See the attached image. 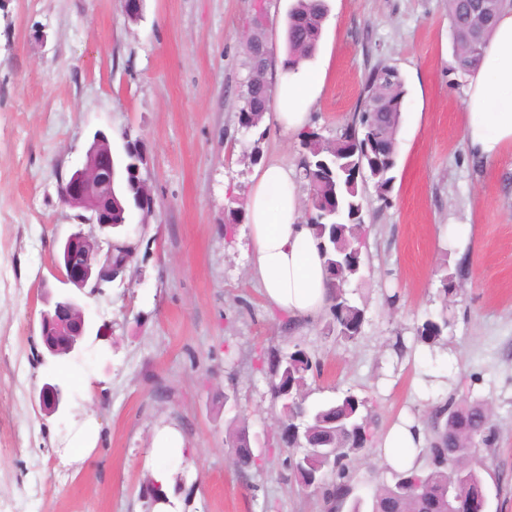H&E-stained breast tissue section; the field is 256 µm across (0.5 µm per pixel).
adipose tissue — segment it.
Wrapping results in <instances>:
<instances>
[{"instance_id":"adipose-tissue-1","label":"adipose tissue","mask_w":512,"mask_h":512,"mask_svg":"<svg viewBox=\"0 0 512 512\" xmlns=\"http://www.w3.org/2000/svg\"><path fill=\"white\" fill-rule=\"evenodd\" d=\"M322 88L323 77L312 62L280 64L272 103L281 134L295 136L309 128ZM462 93L469 150L487 160L497 158L504 147H512V5L499 12ZM245 214L251 270L265 299L291 318H318L329 304L328 279L313 228L301 219L299 191L288 166L274 160L258 167ZM379 446L384 464L416 470L426 432L421 423L405 419L383 435Z\"/></svg>"}]
</instances>
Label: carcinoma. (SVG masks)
<instances>
[{
	"mask_svg": "<svg viewBox=\"0 0 512 512\" xmlns=\"http://www.w3.org/2000/svg\"><path fill=\"white\" fill-rule=\"evenodd\" d=\"M453 36L455 68L466 73L475 68L485 49L496 17L505 0H447ZM328 14L326 0H296L288 12L285 45L288 63L315 57ZM406 96L405 79L393 66L380 64L367 75L362 98L352 118L334 140L309 130L300 136L303 149L299 176L305 182L314 226L325 257L332 288L328 328L345 342L361 335L365 309L347 297L346 286L360 276V239L365 234L364 197L359 184L374 181L381 200H386L396 165V142ZM271 84L267 72L248 78L239 110L242 128L261 124L269 110ZM149 156L140 140L124 135L123 160L118 190L112 196V222H126L130 208L146 219L154 208L153 196H145L141 170ZM134 257L114 249L113 272L124 277ZM448 316L427 318L417 328V339L430 346L443 340ZM265 374L271 397L280 405L281 441L293 450L285 459L289 478L302 487L319 480L328 512L349 506L364 512V503L352 497L356 456L372 447L375 433L362 409L366 401L346 392L322 403H310L309 381L321 375V363L306 350L266 352ZM430 434L424 450L426 464L412 474L398 473L392 484L377 488L370 512H448V479L454 478L462 498L455 512H486L481 496L483 473L493 465L492 448L497 430L488 405L480 400L451 397L435 406L427 426ZM234 465L244 473L261 466L246 427L229 436Z\"/></svg>",
	"mask_w": 512,
	"mask_h": 512,
	"instance_id": "1",
	"label": "carcinoma"
}]
</instances>
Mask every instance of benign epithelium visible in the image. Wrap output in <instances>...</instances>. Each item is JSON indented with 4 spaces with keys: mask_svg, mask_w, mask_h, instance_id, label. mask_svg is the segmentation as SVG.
Listing matches in <instances>:
<instances>
[{
    "mask_svg": "<svg viewBox=\"0 0 512 512\" xmlns=\"http://www.w3.org/2000/svg\"><path fill=\"white\" fill-rule=\"evenodd\" d=\"M112 142L103 133L95 134L83 162L61 178L58 195L67 206L80 210L79 224L100 228L112 226ZM107 250L99 242L78 230L59 246L56 279L62 287L47 293L45 309L40 313V336L51 359L68 356L91 329L90 318L80 308L79 295H93L113 281L112 252L115 240H106ZM42 411L53 415L67 407L66 386L48 381L39 393Z\"/></svg>",
    "mask_w": 512,
    "mask_h": 512,
    "instance_id": "7a95c632",
    "label": "benign epithelium"
}]
</instances>
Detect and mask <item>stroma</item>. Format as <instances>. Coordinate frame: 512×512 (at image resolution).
<instances>
[{"label": "stroma", "instance_id": "stroma-1", "mask_svg": "<svg viewBox=\"0 0 512 512\" xmlns=\"http://www.w3.org/2000/svg\"><path fill=\"white\" fill-rule=\"evenodd\" d=\"M255 4L144 0L133 22L124 0H0V512H147L158 465L175 478L165 512H325L319 491L288 479L261 370L264 352L296 343L323 364L311 401L352 392L379 435L403 416L427 423L451 396L488 402L489 510L512 512V148L489 162L468 151L446 0H328L312 128L336 138L377 65L407 89L388 201L365 185L353 343L325 318L271 307L250 268L247 155L257 144L293 168L302 155L273 118L260 141L238 123ZM97 131L117 152L124 134L142 141L154 211L122 229L137 244L127 275L81 296L89 335L45 360L44 286L77 224L57 184ZM443 312L441 345L419 342L417 327ZM49 378L69 398L52 416L39 406ZM242 420L264 458L243 474L226 442ZM164 433L177 450L160 458ZM355 469L366 499L394 481L371 449Z\"/></svg>", "mask_w": 512, "mask_h": 512}]
</instances>
